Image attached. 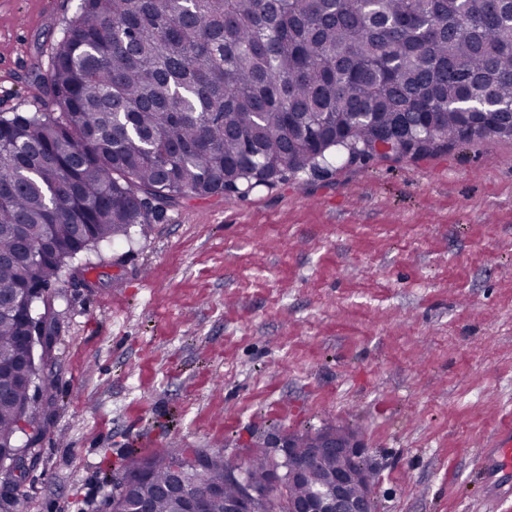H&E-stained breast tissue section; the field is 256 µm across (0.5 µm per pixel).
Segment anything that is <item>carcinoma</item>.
<instances>
[{
  "instance_id": "cac0c4a2",
  "label": "carcinoma",
  "mask_w": 512,
  "mask_h": 512,
  "mask_svg": "<svg viewBox=\"0 0 512 512\" xmlns=\"http://www.w3.org/2000/svg\"><path fill=\"white\" fill-rule=\"evenodd\" d=\"M37 84L51 112L0 113V350L25 355L9 294L28 281L52 309L59 266L42 258L114 243L149 224L145 201L241 195L281 172L352 162L387 145L421 159L471 140L465 112L512 130V0H80ZM13 401H0V451L15 449ZM271 450L242 461L204 448L130 453L127 493L177 512L160 489L183 475L224 512L243 468L268 486ZM334 456L290 489L306 497ZM20 489L0 485V512Z\"/></svg>"
}]
</instances>
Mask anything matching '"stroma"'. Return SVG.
<instances>
[{
	"label": "stroma",
	"mask_w": 512,
	"mask_h": 512,
	"mask_svg": "<svg viewBox=\"0 0 512 512\" xmlns=\"http://www.w3.org/2000/svg\"><path fill=\"white\" fill-rule=\"evenodd\" d=\"M78 0H0V112ZM53 288L57 391L17 446L24 512H105L127 449L210 448L329 423L364 435L377 512H512V140L334 161L246 197L163 204Z\"/></svg>",
	"instance_id": "stroma-1"
}]
</instances>
